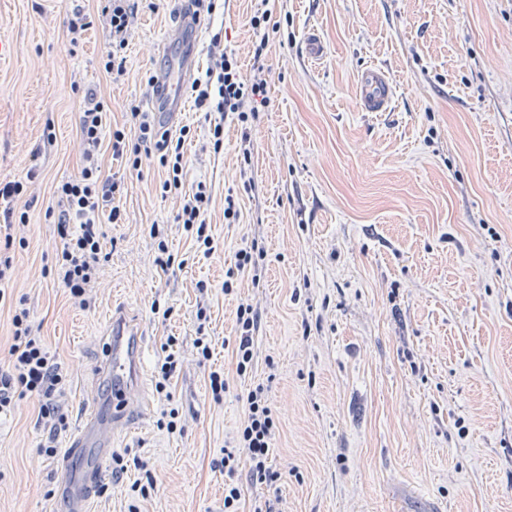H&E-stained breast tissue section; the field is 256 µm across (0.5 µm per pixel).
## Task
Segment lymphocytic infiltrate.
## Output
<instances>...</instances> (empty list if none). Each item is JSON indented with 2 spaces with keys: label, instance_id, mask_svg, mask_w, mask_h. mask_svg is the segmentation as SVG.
<instances>
[{
  "label": "lymphocytic infiltrate",
  "instance_id": "obj_1",
  "mask_svg": "<svg viewBox=\"0 0 512 512\" xmlns=\"http://www.w3.org/2000/svg\"><path fill=\"white\" fill-rule=\"evenodd\" d=\"M138 0H103L101 15L110 28L111 41L102 58L103 68L113 78L126 72L128 37ZM271 18L264 11L250 19L256 39L252 49L250 73H243L233 50L212 40L209 54L212 64L194 79L190 95L196 108L203 112H221L233 116L241 125L258 119L268 105L267 83L263 77V59L269 44L262 26ZM107 102L95 90L84 94L79 118L82 167L77 176L61 183L55 192L50 213L56 224L60 247L55 254L54 270L58 280L75 303L85 301V294L107 262L108 252L102 223L122 221L119 202L126 187L124 178L106 173L102 168L101 149L110 145L113 159L126 170L140 171L143 163L156 164L165 177L160 183L163 193L181 195L182 207L177 223L195 236L199 252L210 256L216 250L208 230L205 213L209 196L205 182L189 186L184 182L183 145L189 128L172 133L157 121L154 113L131 106L122 125L106 121ZM237 331L233 352L236 371L246 374L254 358L255 336L261 325V313L249 303H239L236 310ZM13 343L6 367L0 368V413L10 411L16 397L27 394L41 398L40 411L62 425L64 417L55 403L64 376L47 350L34 325L28 308L16 307L12 317ZM246 412L234 445L224 448V512H239L241 489L235 480L240 458L249 461L252 482L270 488V495L255 498L248 512H280L282 498L273 489L282 478L269 463L270 450L278 432L264 386H256L246 395Z\"/></svg>",
  "mask_w": 512,
  "mask_h": 512
}]
</instances>
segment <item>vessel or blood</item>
<instances>
[{"label":"vessel or blood","mask_w":512,"mask_h":512,"mask_svg":"<svg viewBox=\"0 0 512 512\" xmlns=\"http://www.w3.org/2000/svg\"><path fill=\"white\" fill-rule=\"evenodd\" d=\"M169 37L181 42L182 54L176 61L165 64L154 85L153 108L164 122L184 108L183 89L194 74L197 55L191 25L171 31ZM394 93L393 82L384 69L373 66L360 71L359 99L363 111H386ZM142 356L140 329L124 312H113L110 337L97 375L99 391L90 414L61 462L60 498L65 503V512H87L90 491L104 474L115 432L137 422L151 407L150 400L134 398L141 380Z\"/></svg>","instance_id":"vessel-or-blood-1"}]
</instances>
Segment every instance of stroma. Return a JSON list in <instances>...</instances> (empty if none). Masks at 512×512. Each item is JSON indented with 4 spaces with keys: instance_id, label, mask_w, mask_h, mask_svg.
<instances>
[{
    "instance_id": "35a3bbf8",
    "label": "stroma",
    "mask_w": 512,
    "mask_h": 512,
    "mask_svg": "<svg viewBox=\"0 0 512 512\" xmlns=\"http://www.w3.org/2000/svg\"><path fill=\"white\" fill-rule=\"evenodd\" d=\"M154 3L140 10L115 80L100 65L109 29L97 0H0V39L12 45L0 56V182L37 172L23 196L0 199V225L7 212L29 214L28 244L12 250L0 286V367L22 300L66 376L61 431L30 395L0 416V512H62L60 454L92 405L116 309L141 329L152 407L115 436L114 453L138 466L105 475L88 512H128L132 484L148 475L141 512H224L216 463L244 418L241 394L263 383L284 512H512V0H227L201 21L200 67L218 34L250 72L249 18L271 10L278 28L250 158L235 119L190 104L173 122L192 129L185 182L207 183L218 249L197 253L175 221L179 198L144 167L125 176L124 221L104 225L110 259L80 307L51 272L59 240L47 208L81 168L83 89L105 97L111 125L130 105L151 110L147 79L179 22L176 0ZM77 8L91 26L75 41ZM312 30L326 50L318 61L304 51ZM374 65L395 86L385 112L360 108L358 74ZM229 194L243 223L224 221ZM254 239L267 251L259 287L245 279L225 294L226 270ZM162 243L182 268L156 267ZM242 301L262 320L240 376L228 344ZM201 307L207 360L194 346ZM170 336L177 368L161 393ZM214 370L229 382L219 401ZM172 408L174 434L162 426ZM49 442L56 456L42 452Z\"/></svg>"
}]
</instances>
